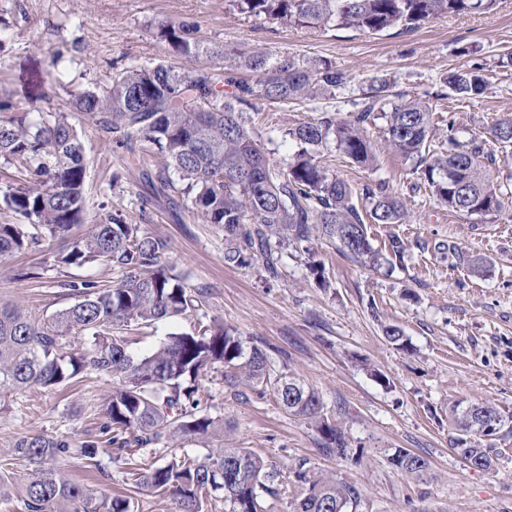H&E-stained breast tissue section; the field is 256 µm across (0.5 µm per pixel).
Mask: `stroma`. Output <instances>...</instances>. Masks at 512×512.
I'll use <instances>...</instances> for the list:
<instances>
[{
	"mask_svg": "<svg viewBox=\"0 0 512 512\" xmlns=\"http://www.w3.org/2000/svg\"><path fill=\"white\" fill-rule=\"evenodd\" d=\"M168 23L197 27L206 45L265 51L310 65L330 63L349 78L305 102L273 104L257 98L246 125L270 161L287 168L296 146L289 128L323 112L345 117L357 111L373 78L386 79L392 93L435 105L434 140L442 142L445 119L461 138L481 135L495 120L512 117V0L484 14L441 16L410 32L368 34L352 29L315 30L238 12L230 0H0V104L33 120L63 110L73 96L107 83L113 72L159 62L188 73L208 70L222 77L223 57L172 55L159 29ZM481 67L483 95L463 101L448 91V72ZM62 76L44 93L25 94L24 79ZM85 143L87 234L106 212L167 240L165 263L191 287L208 295L184 316L156 323L130 337L135 355L153 351L168 336L194 332L199 321L224 323L266 350L275 371L298 377L320 396L324 412L348 433L359 456L339 461L317 449L318 433L283 410L272 396L233 387L222 369L200 387V414L224 422V443L265 457L281 482L279 496L265 499L266 512H292L299 493L288 475L297 463L362 485L368 512H512V433L483 438L495 449L490 471L465 466L454 450L452 404L486 403L512 414V203L499 212L466 218L449 211L421 186L414 161L378 148L365 167L337 147L318 159L330 174L353 188L382 183L405 204L403 224H373L375 249L388 252L391 237L405 248L401 263L371 267L343 254L339 244L317 238L309 251L283 250L280 274L272 279L261 264L241 268L224 262V233L206 223L191 201L180 218L155 207L140 216L142 187L123 150L104 138L92 120L70 116ZM62 240H43L29 250L0 258V300L48 317L72 304L63 282L94 280L112 286L120 275L102 261L81 267L56 265ZM325 265L328 287H317L309 261ZM35 277H27L28 269ZM401 328L399 349L384 337L385 326ZM112 378L87 371L53 388L38 386L0 398V512H23L28 470L7 458L16 440L45 434L66 441L57 467L77 482L106 494L129 496L131 512H171V502L130 475L165 463L174 450L164 445L112 456L103 426V404ZM96 461L83 455L86 442ZM425 457L422 477L404 475L389 463L394 449Z\"/></svg>",
	"mask_w": 512,
	"mask_h": 512,
	"instance_id": "stroma-1",
	"label": "stroma"
}]
</instances>
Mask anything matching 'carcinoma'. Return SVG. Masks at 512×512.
I'll use <instances>...</instances> for the list:
<instances>
[{"label": "carcinoma", "instance_id": "carcinoma-1", "mask_svg": "<svg viewBox=\"0 0 512 512\" xmlns=\"http://www.w3.org/2000/svg\"><path fill=\"white\" fill-rule=\"evenodd\" d=\"M243 14L277 20L290 26H329L376 34L397 28L410 31L448 14L489 12L497 0H232ZM161 37L173 53L211 56L197 29L166 24ZM224 61L255 76L254 83L229 78L224 93L208 73H184L160 62L115 72L104 88L84 91L74 109L88 115L116 144L139 156L135 144L145 141L155 163L138 160L140 175L152 200H165L178 214L188 197L209 224L224 229V262L249 267L262 262L265 272L279 276L283 247H300L324 236L339 242L344 253L372 265L381 259L368 232L373 224H401L403 202L385 185L366 184L355 191L319 164L316 154L335 145L353 162L370 165L375 145L370 123L375 112L386 121L387 148L416 161L424 183L448 210L470 217L501 210L509 186L487 168L486 141L512 147V118L498 119L486 137L459 138L448 119L443 142L432 144L433 109L412 98L391 100L387 82L373 79L361 110L347 118L323 112L288 130L298 150L284 173L272 165L242 120L243 107L259 97L280 103L309 99L338 88L348 76L321 62L313 67L295 58L269 63L262 51L224 49ZM448 88L462 99L485 93L487 81L477 68L448 74ZM84 145L67 114L32 122L28 115L0 117V157L13 168L6 208L17 223L0 224V257L27 249L41 240L66 239L83 220L87 178ZM368 203L360 210L357 197ZM168 243L130 224L120 212H109L85 236L55 255L62 266H83L102 260L121 272L110 288L93 280L62 282L77 301L50 318H40L8 301H0V396L31 386L52 388L87 370L119 378L104 404L112 432L110 444L120 458L130 448H147L171 440H210L224 424L196 415V381L208 367L220 364L225 380L244 383L259 394L271 390L288 414L315 426L320 452L338 460L352 459L344 429L323 414L318 393L300 380L275 373L268 355L212 322L199 323L192 334H172L149 355L135 357L120 333L142 332L154 323L182 316L204 290L189 289L179 274L163 264ZM89 335L90 346L66 350V337ZM501 412L489 404H455L452 426L458 455L478 470H488L494 449L481 444L485 419ZM66 442L48 435L24 436L10 456L26 463L30 474L22 489L25 512H130L119 496L98 492L66 478L50 462ZM389 463L402 474L422 475L428 461L397 448ZM276 473L261 455L247 448H212L202 458L174 457L135 474L133 482L170 499L173 512H205L211 498L224 501V512H263L265 496L279 493ZM301 492L292 512H360L366 500L361 486L341 477H325L301 463L292 471Z\"/></svg>", "mask_w": 512, "mask_h": 512}]
</instances>
